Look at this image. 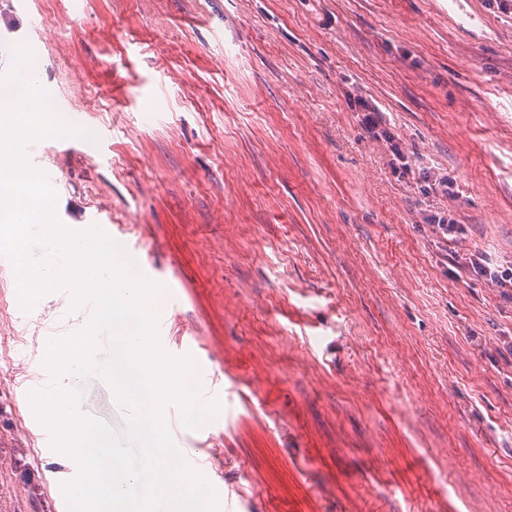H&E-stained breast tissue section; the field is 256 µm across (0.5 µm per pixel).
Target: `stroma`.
Wrapping results in <instances>:
<instances>
[{
  "label": "stroma",
  "mask_w": 512,
  "mask_h": 512,
  "mask_svg": "<svg viewBox=\"0 0 512 512\" xmlns=\"http://www.w3.org/2000/svg\"><path fill=\"white\" fill-rule=\"evenodd\" d=\"M0 36L36 40L56 102L82 89L81 124L112 133L107 162L31 146L63 224L108 212L177 288L170 336L195 332L224 380L201 454L225 492L249 512H512V287L466 268L512 271L498 0H17ZM13 278L0 512H50L15 382L61 310L50 292L23 311ZM357 112H361L360 125L371 137L375 139H384L386 142H392L390 135L381 127V115L378 107L365 99H358Z\"/></svg>",
  "instance_id": "1"
}]
</instances>
